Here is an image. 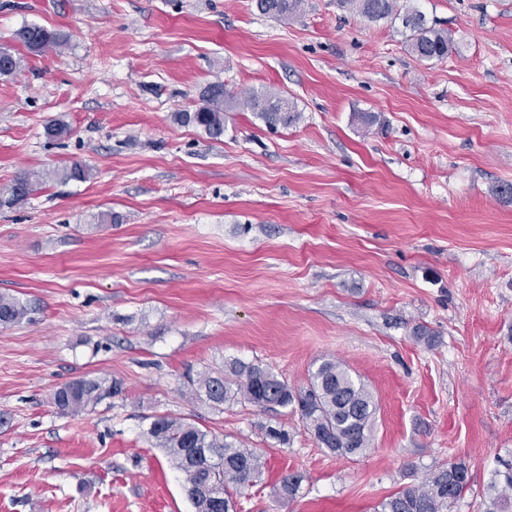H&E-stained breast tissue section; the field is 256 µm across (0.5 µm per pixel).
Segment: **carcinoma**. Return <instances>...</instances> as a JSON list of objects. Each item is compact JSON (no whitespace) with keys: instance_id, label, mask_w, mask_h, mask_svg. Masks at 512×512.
Returning a JSON list of instances; mask_svg holds the SVG:
<instances>
[{"instance_id":"cac0c4a2","label":"carcinoma","mask_w":512,"mask_h":512,"mask_svg":"<svg viewBox=\"0 0 512 512\" xmlns=\"http://www.w3.org/2000/svg\"><path fill=\"white\" fill-rule=\"evenodd\" d=\"M303 0H256L258 11L277 20L300 13ZM340 7L369 22H401L409 32L411 51L422 61L448 54L451 33L428 24L425 15L400 0H338ZM14 40L29 53L38 55L61 47V33L36 24H25L14 33ZM21 57L10 48L0 47V78L15 75ZM250 109L267 127L288 128L297 124L301 112L282 92L249 90L243 96L224 92V84L208 85L193 111L178 112L175 121L202 128L209 136L224 134V114L238 107ZM89 169L75 163L63 169L32 172L18 177L0 191V207L24 204L33 185L44 179L66 183L84 180ZM35 308L10 295L0 294V325L31 321ZM63 393L54 394V403L62 411L79 412L89 406L122 394V382L107 377H80L64 383ZM187 387L193 400L206 401L221 410L227 404L248 403L274 410L291 408L299 414L303 427L321 447L343 457L353 458L371 446L376 414L372 392L345 365L335 359H323L309 371L307 383L299 388L267 367L234 360L224 364V372L204 371L188 377ZM148 434L163 448L183 475L185 490L195 512H209L211 504L223 502V512H234L230 489L251 485L261 475V456L242 441L210 434L190 421L157 416ZM304 475L293 472L283 477L274 494L279 499L295 498ZM471 481L469 465L455 461L432 469L419 484L402 487L384 498L375 512H446L467 489ZM482 512H512V463L497 470L485 488Z\"/></svg>"}]
</instances>
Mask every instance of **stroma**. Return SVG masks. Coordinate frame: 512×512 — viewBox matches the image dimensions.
<instances>
[{
	"label": "stroma",
	"instance_id": "1",
	"mask_svg": "<svg viewBox=\"0 0 512 512\" xmlns=\"http://www.w3.org/2000/svg\"><path fill=\"white\" fill-rule=\"evenodd\" d=\"M409 3L451 33L443 59L336 0L285 21L255 0H0V46L25 24L68 39L0 78V189L91 170L0 208V294L37 308L0 325V512H195L147 434L164 415L261 454L238 512H373L460 459L451 512H480L512 462V0ZM214 82L281 90L302 118L272 130L236 109L218 138L175 123ZM51 119L69 136L48 140ZM325 357L377 401L362 456L288 409L215 411L183 378L240 359L297 387ZM83 376L123 394L59 410ZM293 472L299 494L277 499ZM89 177V169L80 163L70 167L45 172H32L18 177L5 190L0 191V207L13 208L24 204L36 182L44 179L57 180L66 183L70 180H84Z\"/></svg>",
	"mask_w": 512,
	"mask_h": 512
}]
</instances>
